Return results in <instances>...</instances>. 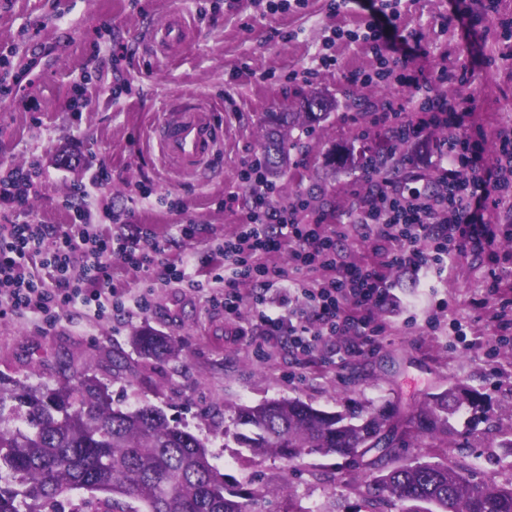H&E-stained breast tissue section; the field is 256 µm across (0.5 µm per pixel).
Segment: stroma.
<instances>
[{"label":"stroma","instance_id":"35a3bbf8","mask_svg":"<svg viewBox=\"0 0 512 512\" xmlns=\"http://www.w3.org/2000/svg\"><path fill=\"white\" fill-rule=\"evenodd\" d=\"M332 0H307L304 7L267 14L265 0H0V49L14 50L16 66H33L31 81L16 89L0 108V161L24 165L39 157L45 182L29 201L30 217L62 228L70 215L59 205L89 164L112 171L106 197L86 201L95 223L126 221L150 227L169 260L191 257L204 273L209 249L235 231L249 203L238 185L241 166L262 156L269 112H300L312 92L335 99L336 109L312 128L296 126L304 150L276 181L277 198L316 190L319 210L330 223H349L355 207L376 189L360 171L332 172L329 154L359 153L382 147L385 127L369 144L357 138L368 118L352 106L353 94L372 100L395 97L409 102L415 85H427L431 98L447 106L468 98L461 129L483 143L487 165L498 156L500 133L512 130V0H401V34L417 46L405 68L366 91L345 80L346 72L370 70L399 55L396 42L382 37L376 49L335 38L334 29L365 32L380 15L382 0H349L332 12ZM172 11L184 12L197 36L183 53L167 59L152 54L149 35ZM335 56L327 70L321 55ZM472 72L470 85L458 81ZM101 86L126 83L117 102L100 100L74 116L69 109L80 79ZM178 93L205 98L224 122L222 161L208 173L184 175L160 157L151 129L163 103ZM411 106L408 117H416ZM440 128L407 143L405 175L434 172L440 162ZM152 184L158 196L180 200L196 224L193 239L175 232L177 215L156 199L131 203L139 184ZM238 194L233 209L217 200ZM494 235L491 248L447 260L438 277L415 280L399 271L397 309L378 310L380 333L374 344L357 339L321 343L309 354L295 353L285 338H265L251 301L256 287L243 284L237 319L212 307L204 293L166 285L156 274L113 266L115 299L149 292V306L102 314L76 307L45 325L29 313L0 305V372L30 382H56L57 358L74 368H92L108 384L113 405L151 403L171 423L202 438L229 491L246 493L249 512H367L364 477L349 459L305 454L294 460H250L249 449L224 435L234 409L282 398L300 399L336 412L390 403L411 411L426 396L454 384L482 394L487 414L472 424L467 413L451 420L448 442L420 439L399 452L403 463L431 461L466 470L473 481L512 482V347L500 346L496 315L512 320V295L488 297L490 272L512 283V202L485 215ZM459 324L454 337L450 324ZM149 327L175 339L176 361L144 360L130 345L132 334ZM126 364L116 371L112 356ZM276 485L279 495L266 496Z\"/></svg>","mask_w":512,"mask_h":512}]
</instances>
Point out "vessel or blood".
<instances>
[{"label":"vessel or blood","mask_w":512,"mask_h":512,"mask_svg":"<svg viewBox=\"0 0 512 512\" xmlns=\"http://www.w3.org/2000/svg\"><path fill=\"white\" fill-rule=\"evenodd\" d=\"M194 32L180 13L152 30L151 46L164 53L184 49ZM161 156L185 174L195 175L209 167L222 149L221 128L208 107L191 94L172 97L152 130Z\"/></svg>","instance_id":"1"}]
</instances>
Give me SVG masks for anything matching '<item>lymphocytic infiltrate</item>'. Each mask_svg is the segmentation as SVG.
Returning <instances> with one entry per match:
<instances>
[{"instance_id": "f902f5d3", "label": "lymphocytic infiltrate", "mask_w": 512, "mask_h": 512, "mask_svg": "<svg viewBox=\"0 0 512 512\" xmlns=\"http://www.w3.org/2000/svg\"><path fill=\"white\" fill-rule=\"evenodd\" d=\"M420 107V118L408 123L402 104L388 100L380 123L406 128L410 141L422 137L431 126L460 123L459 113L444 111L429 100H422ZM440 156L433 188H421L411 181L390 185L368 199L349 226L328 223L324 214L296 203H280L262 173V160L244 163L238 182L248 188L250 205L235 232L212 251L211 281L219 290L210 293L209 304L223 308L225 319L238 317L239 285L247 280L261 289L254 299L253 315L262 334L287 335L295 352L307 354L323 339L346 335L352 308L364 312L360 337L363 343H372L376 331L367 315L390 297L394 284L388 271L442 274L448 255L489 243L483 213L512 196V133L500 134L497 163L490 168L483 163L479 141L465 135L443 142ZM43 182L44 172L36 159L27 166L9 168L0 178V304L29 312L48 326L71 306L104 312L116 263L137 272L160 271L167 283L199 287L190 261L166 259L164 247L150 229L110 233L89 220L80 203L101 196L111 184L112 173L106 167H90L86 182L74 186L62 199L71 222L59 232L39 220L21 217L30 195ZM351 227L375 241L385 258L384 267L341 262L336 245ZM281 250L288 253V266L264 262L265 254ZM32 256L39 257L46 276L27 270L25 260ZM314 268L328 270L330 276L300 288L309 309L307 319L293 320L269 306L264 289Z\"/></svg>"}]
</instances>
